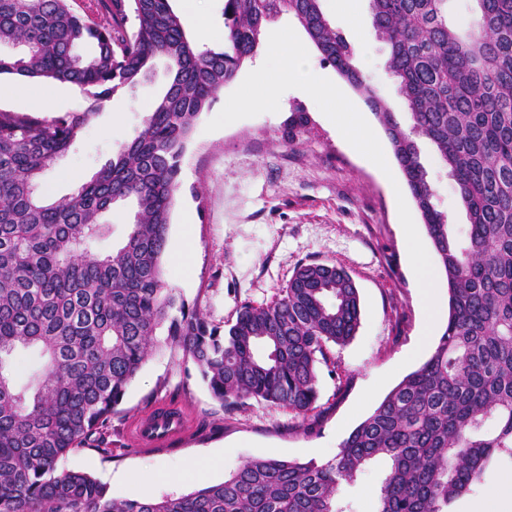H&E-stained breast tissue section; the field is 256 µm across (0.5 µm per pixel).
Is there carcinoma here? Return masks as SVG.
I'll use <instances>...</instances> for the list:
<instances>
[{"mask_svg":"<svg viewBox=\"0 0 512 512\" xmlns=\"http://www.w3.org/2000/svg\"><path fill=\"white\" fill-rule=\"evenodd\" d=\"M322 0H224V47L202 49L171 0H0V76L82 89L83 112L49 119L0 110V512H351L340 496L372 462L387 470L376 512H448L512 458V0H474L472 21L448 0H369L389 50L387 70L412 125L354 64ZM297 19L322 62L364 98L384 129L448 288V319L429 358L404 377L326 462L250 458L224 481L178 497H112L62 462L103 430L148 359L158 328L190 356L229 411L251 403L305 415L319 366L360 325L358 288L331 262L301 263L270 302H241L227 329L163 279L180 160L199 115L251 59L282 13ZM79 42L96 46L83 60ZM170 81L138 134L77 192L43 194L44 172L91 117L133 89L158 58ZM427 141L456 183L468 218L459 235L421 162ZM136 206L125 242L92 251L101 221ZM44 364L17 387L19 355Z\"/></svg>","mask_w":512,"mask_h":512,"instance_id":"1","label":"carcinoma"}]
</instances>
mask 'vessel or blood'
Listing matches in <instances>:
<instances>
[{
    "mask_svg": "<svg viewBox=\"0 0 512 512\" xmlns=\"http://www.w3.org/2000/svg\"><path fill=\"white\" fill-rule=\"evenodd\" d=\"M192 428L193 420L187 409L159 406L132 420L128 433L141 447L165 449L190 434Z\"/></svg>",
    "mask_w": 512,
    "mask_h": 512,
    "instance_id": "1",
    "label": "vessel or blood"
}]
</instances>
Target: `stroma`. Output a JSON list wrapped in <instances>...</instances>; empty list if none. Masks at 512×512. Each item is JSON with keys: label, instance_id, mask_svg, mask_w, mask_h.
<instances>
[{"label": "stroma", "instance_id": "35a3bbf8", "mask_svg": "<svg viewBox=\"0 0 512 512\" xmlns=\"http://www.w3.org/2000/svg\"><path fill=\"white\" fill-rule=\"evenodd\" d=\"M322 7L354 47L356 65L393 104L402 126H409L410 117L387 73L388 48L373 29L368 0H322ZM308 55L311 71L337 83L373 127L383 151H390L363 97L323 64L316 50ZM168 81L167 63L159 59L135 88L115 94L85 125L68 154L47 170L45 194L53 199L69 196L133 139ZM235 89L231 83L218 93L187 143L168 252L162 257L167 286L187 302L198 303L209 321L221 327L240 302H269L299 263L334 262L351 274L359 289L361 323L349 343L331 347L336 367H321L318 403L303 416L258 403L227 411L212 397L190 357L159 344L112 415L104 440L111 455L80 447L64 462L66 468L106 484L119 499L186 493L201 482L222 481L253 457L328 461L355 427L348 415L362 392L387 373L400 382L431 353L418 346L427 319L398 215L394 186L404 178L396 161H389L391 174L383 176L299 89L282 94L277 112L207 131ZM116 116L121 126L114 135L110 129ZM421 160L457 230H465L457 187L429 144H422ZM185 238L191 242L189 260L172 263L170 250ZM160 405L186 408L194 430L167 451L140 448L129 439L127 427ZM211 457L220 460V467L199 477Z\"/></svg>", "mask_w": 512, "mask_h": 512}]
</instances>
